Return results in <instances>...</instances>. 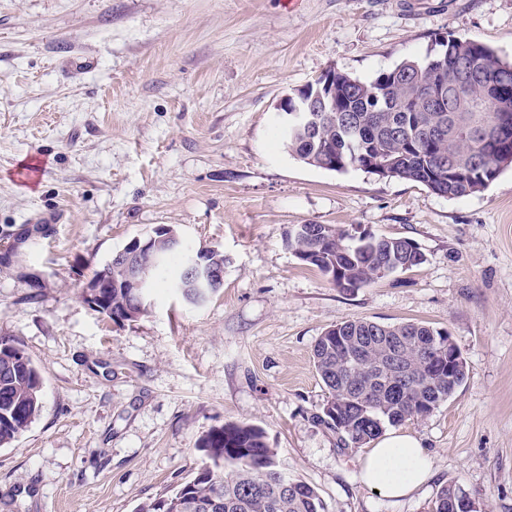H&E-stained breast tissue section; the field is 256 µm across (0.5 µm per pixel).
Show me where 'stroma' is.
<instances>
[{
    "label": "stroma",
    "instance_id": "1",
    "mask_svg": "<svg viewBox=\"0 0 512 512\" xmlns=\"http://www.w3.org/2000/svg\"><path fill=\"white\" fill-rule=\"evenodd\" d=\"M451 35L512 60V0H0V231L55 226L0 273V341L43 381L0 447V512H135L231 422L264 429L325 512H428L450 483L512 512V169L455 199L327 171L289 154L277 111L327 70L369 79ZM297 224L409 238L426 261L343 293L286 247ZM162 227L220 249L222 286L201 304L160 286L109 322L83 284ZM347 320L447 330L465 361L447 401L398 426L435 464L408 497L364 486L362 448L317 419L313 347Z\"/></svg>",
    "mask_w": 512,
    "mask_h": 512
}]
</instances>
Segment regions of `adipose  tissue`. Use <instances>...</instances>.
<instances>
[{"label": "adipose tissue", "instance_id": "adipose-tissue-1", "mask_svg": "<svg viewBox=\"0 0 512 512\" xmlns=\"http://www.w3.org/2000/svg\"><path fill=\"white\" fill-rule=\"evenodd\" d=\"M433 468V458L421 441L398 431L376 441L360 461L363 484L395 499L415 492Z\"/></svg>", "mask_w": 512, "mask_h": 512}]
</instances>
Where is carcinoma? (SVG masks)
Here are the masks:
<instances>
[{"instance_id":"carcinoma-1","label":"carcinoma","mask_w":512,"mask_h":512,"mask_svg":"<svg viewBox=\"0 0 512 512\" xmlns=\"http://www.w3.org/2000/svg\"><path fill=\"white\" fill-rule=\"evenodd\" d=\"M440 50L405 59L370 80L335 72L336 97L351 111L320 121L311 133L285 138L295 157L336 153L335 172L357 168L418 182L450 199L483 191L512 165V127L499 126L512 114V63L483 42L452 35ZM440 81L447 102L429 111L419 104L420 89ZM306 224L285 236L302 263L317 268L342 292L366 288L377 279L424 263L409 239L370 235L364 239L328 224ZM167 255L150 268L152 285L168 283L195 300L185 256ZM105 282L98 312L123 316L127 289L113 283L112 263L93 273ZM313 362L328 396L318 419L345 445H366L389 425L426 417L462 385L466 371L448 373V331L419 323L380 324L353 320L328 328L316 341ZM42 379L25 352L0 342V447L11 445L41 408ZM197 475L172 494L137 512H324L317 491L283 472L266 433L251 424L228 423L204 435ZM449 485L435 497L432 512H460L448 503Z\"/></svg>"}]
</instances>
